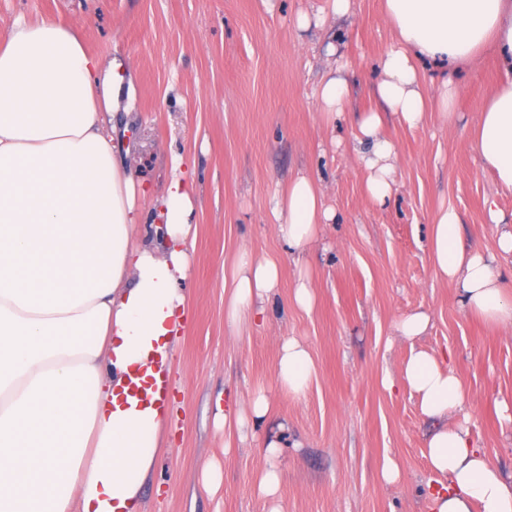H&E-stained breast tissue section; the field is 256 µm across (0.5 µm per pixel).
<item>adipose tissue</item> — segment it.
<instances>
[{
    "label": "adipose tissue",
    "instance_id": "obj_1",
    "mask_svg": "<svg viewBox=\"0 0 512 512\" xmlns=\"http://www.w3.org/2000/svg\"><path fill=\"white\" fill-rule=\"evenodd\" d=\"M393 46L380 60L378 112L352 114L356 159L378 202L392 194L396 150L384 115L410 127L426 112L452 116L456 87L430 90L416 64H474L493 47L504 80L479 109L471 145L499 190L512 193V0H384ZM122 83L68 26L16 19L0 31V512H140L167 416L151 389L184 327L192 271L194 186L173 174L159 201L156 243L132 242L143 217L134 174L114 142ZM289 252L318 239L336 215L310 177L274 206ZM462 217L443 208L430 229L438 277L455 282L467 312L512 325L505 269L465 248ZM226 319L264 312L279 284L275 260L240 252L228 280ZM315 372L307 347L285 341L280 389L302 397ZM405 380L436 420L426 448L436 486L432 512H512L507 478L474 443L470 396L453 368L412 352Z\"/></svg>",
    "mask_w": 512,
    "mask_h": 512
}]
</instances>
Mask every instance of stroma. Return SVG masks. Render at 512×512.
<instances>
[{
	"label": "stroma",
	"instance_id": "obj_1",
	"mask_svg": "<svg viewBox=\"0 0 512 512\" xmlns=\"http://www.w3.org/2000/svg\"><path fill=\"white\" fill-rule=\"evenodd\" d=\"M326 0H0V29L15 19L51 18L73 28L103 62H118L130 113L120 148L140 200L153 209L173 173L191 178L194 268L185 327L170 355V414L142 512H429L426 440L432 427L403 376L412 351L448 358L472 400L471 434L490 461L512 474V326L464 311L459 290L436 277L429 235L440 207L462 216L466 247L497 254L487 204L512 213L471 147L484 98L502 79L494 54L458 71L455 116L427 113L410 128L386 119L397 152L386 205L366 189L350 149L349 120L325 123L317 89L331 58L345 66L350 112L379 108L377 61L393 34L383 0H351L342 17L299 28ZM335 56H328V44ZM306 175L323 189L334 223L323 225L306 254L313 305L293 299L302 266L281 242L274 197ZM276 260L280 281L265 321L231 330L224 318V276L238 253ZM426 313L423 336L406 341L393 324ZM308 347L315 374L296 398L276 382L288 338ZM395 392L382 386L383 377ZM270 410L250 423L254 390ZM246 417L244 428H217L214 416ZM278 441L282 473L276 498L258 488L263 450ZM398 482L381 477L385 460ZM222 480L205 488L208 464Z\"/></svg>",
	"mask_w": 512,
	"mask_h": 512
}]
</instances>
